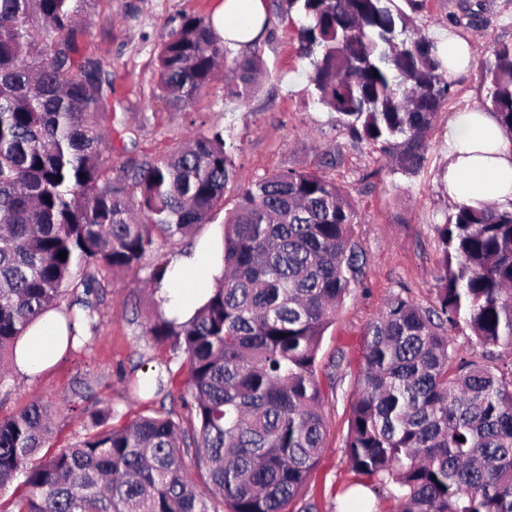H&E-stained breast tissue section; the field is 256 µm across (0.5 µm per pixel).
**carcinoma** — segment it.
<instances>
[{"instance_id": "1", "label": "carcinoma", "mask_w": 512, "mask_h": 512, "mask_svg": "<svg viewBox=\"0 0 512 512\" xmlns=\"http://www.w3.org/2000/svg\"><path fill=\"white\" fill-rule=\"evenodd\" d=\"M92 0H0V361L77 272H128L162 242L211 223L237 175L224 129L163 155L108 162L115 112L100 60L76 62ZM297 17L313 102L395 173L415 176L451 96L435 42L415 32L425 0H283ZM228 49L186 16L158 50L159 96L184 112ZM261 71L235 58L224 92L246 101ZM485 109L512 138V42L483 63ZM61 181H56V177ZM359 213L335 181L289 167L242 189L224 214V276L187 321L157 313L145 333L188 363L191 413L119 427L94 414L50 449L51 405L0 418V512H286L324 447L321 338L363 277ZM434 231L435 304L400 295L364 330V368L345 452L392 484L390 512H512V209L454 204ZM66 252V259L59 258ZM97 278L81 279L89 328ZM467 330L487 361L459 356ZM204 471L205 489L186 458Z\"/></svg>"}]
</instances>
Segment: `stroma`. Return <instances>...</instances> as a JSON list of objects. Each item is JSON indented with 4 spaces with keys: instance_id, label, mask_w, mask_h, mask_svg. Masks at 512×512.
<instances>
[{
    "instance_id": "1",
    "label": "stroma",
    "mask_w": 512,
    "mask_h": 512,
    "mask_svg": "<svg viewBox=\"0 0 512 512\" xmlns=\"http://www.w3.org/2000/svg\"><path fill=\"white\" fill-rule=\"evenodd\" d=\"M265 3L268 28L256 47L228 46L235 57L258 55L265 70L258 89L244 103L225 95L220 78L184 112L172 110L156 89L158 45L183 16H211L216 0H93L91 34L80 43L77 56L101 60L112 83L113 165L132 155L166 153L200 124L232 134L239 148V188L286 167H318L326 152L340 151V162L326 174L358 210L355 233L364 254V275L321 341L318 376L321 382L334 383L336 390L323 406L326 440L320 461L288 512H304L308 506L313 512H344L346 492L358 483L344 444L363 367V332L396 295L422 307L435 301L439 247L434 226L450 207L442 179L444 133L450 116L482 103L481 64L496 42L512 41V0H427L415 16V26L428 39L446 31L467 39L472 64L467 73L452 77V95L428 137L425 165L411 178L392 173L378 152L351 141L333 113L312 103L306 91L308 66L298 56L296 22L275 0ZM222 237L223 224L217 219L147 255L136 270L100 275L95 331L37 381L9 372L0 381V416L36 398L52 402V441L58 447L79 439L90 422L89 408L97 405L111 407L118 422L161 409L189 419L183 402L188 394L183 357L144 334L156 313L146 280L159 261L201 240L220 245ZM157 371L168 382L163 396L144 394L139 383ZM80 387L86 400L72 401L73 390Z\"/></svg>"
}]
</instances>
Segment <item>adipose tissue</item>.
Here are the masks:
<instances>
[{"instance_id": "adipose-tissue-1", "label": "adipose tissue", "mask_w": 512, "mask_h": 512, "mask_svg": "<svg viewBox=\"0 0 512 512\" xmlns=\"http://www.w3.org/2000/svg\"><path fill=\"white\" fill-rule=\"evenodd\" d=\"M244 0H219L213 23L223 36L246 42L259 36L266 20L263 0H245L250 5L251 23L239 31L233 23ZM448 164L443 178L450 201L470 205H512V141L508 140L494 113L474 107L452 115L445 131ZM224 272L221 255L198 246L173 256L167 282L156 299L167 315L185 321L206 300L209 288ZM82 322L67 324L56 311L45 313L30 325L17 343L14 366L23 376L34 378L48 371L69 347L70 332H83Z\"/></svg>"}]
</instances>
